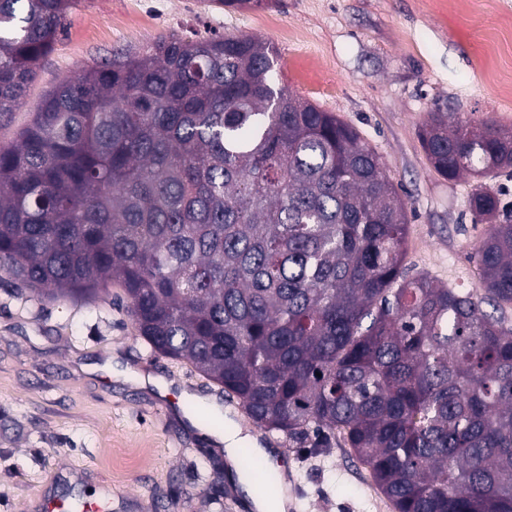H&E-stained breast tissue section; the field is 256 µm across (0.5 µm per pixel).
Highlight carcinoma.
Masks as SVG:
<instances>
[{
  "label": "carcinoma",
  "mask_w": 512,
  "mask_h": 512,
  "mask_svg": "<svg viewBox=\"0 0 512 512\" xmlns=\"http://www.w3.org/2000/svg\"><path fill=\"white\" fill-rule=\"evenodd\" d=\"M80 0H0V125ZM256 38L159 35L48 91L0 144V270L57 298L119 285L139 338L303 443L340 433L394 512H512V132L431 112L474 178L484 295L403 270L408 209L351 125Z\"/></svg>",
  "instance_id": "carcinoma-1"
}]
</instances>
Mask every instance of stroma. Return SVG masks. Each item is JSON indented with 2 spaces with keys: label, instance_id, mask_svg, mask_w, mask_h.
<instances>
[{
  "label": "stroma",
  "instance_id": "1",
  "mask_svg": "<svg viewBox=\"0 0 512 512\" xmlns=\"http://www.w3.org/2000/svg\"><path fill=\"white\" fill-rule=\"evenodd\" d=\"M512 19V0H270L259 10L203 0H83L39 66L26 103L0 128L14 139L41 96L113 51L171 31L272 43L295 95L355 127L403 186L410 224L403 266L481 292L472 255L488 227L468 209L473 182L438 174L419 137L429 112L512 130V94L493 87L480 41ZM178 380L209 401L219 387L137 338L119 286L52 299L0 271V512L80 507L110 493L112 512H245L223 453L185 419L176 394L117 379L108 362ZM278 436L269 468L288 471L291 512H393L339 436L327 449Z\"/></svg>",
  "mask_w": 512,
  "mask_h": 512
}]
</instances>
